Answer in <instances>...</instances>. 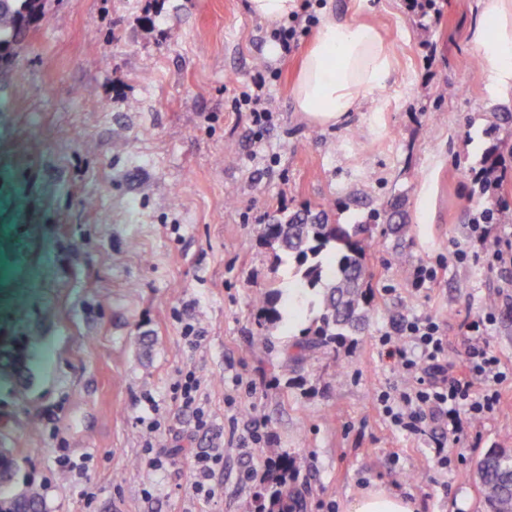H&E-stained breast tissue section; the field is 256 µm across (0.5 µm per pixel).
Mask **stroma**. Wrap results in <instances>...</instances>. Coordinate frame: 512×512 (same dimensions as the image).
Returning <instances> with one entry per match:
<instances>
[{
  "label": "stroma",
  "instance_id": "stroma-1",
  "mask_svg": "<svg viewBox=\"0 0 512 512\" xmlns=\"http://www.w3.org/2000/svg\"><path fill=\"white\" fill-rule=\"evenodd\" d=\"M306 2L320 21L372 22L396 60L372 102L337 127L294 107L313 32L283 52L275 23L252 17L247 0H48L0 74V337L22 352L16 374L0 364V448L19 464L11 493H38L46 512H246L267 459L285 452L303 512L332 501L345 512L372 486L410 497L416 512H484L475 462L512 448V379L478 447L450 444L443 470L377 408V390L405 385L377 339L430 313L453 360L464 320L494 309L487 340L512 368L501 297L512 268L455 256L474 216L512 205V91L494 87L474 41L479 0L425 12L408 0ZM258 75L272 111L261 130L238 100ZM494 147L506 178L484 194L474 178ZM396 195L404 237L370 226L365 331L288 364L317 311L305 294L295 316L262 332L256 292L294 285L264 224L320 206L361 224ZM437 262L439 282L412 288L413 268ZM188 325L200 346L185 342ZM189 372L203 428L174 400ZM153 415L155 431L144 423ZM212 448L224 458L209 498L192 460ZM152 451L175 453L174 464L154 469Z\"/></svg>",
  "mask_w": 512,
  "mask_h": 512
}]
</instances>
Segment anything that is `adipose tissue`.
<instances>
[{
  "mask_svg": "<svg viewBox=\"0 0 512 512\" xmlns=\"http://www.w3.org/2000/svg\"><path fill=\"white\" fill-rule=\"evenodd\" d=\"M492 35L477 41L494 84L512 83V0H480ZM394 61L376 25L353 16L326 19L305 51L293 87L297 112L308 123H343L386 85Z\"/></svg>",
  "mask_w": 512,
  "mask_h": 512,
  "instance_id": "obj_1",
  "label": "adipose tissue"
}]
</instances>
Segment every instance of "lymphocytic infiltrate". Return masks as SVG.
<instances>
[{
    "label": "lymphocytic infiltrate",
    "instance_id": "1",
    "mask_svg": "<svg viewBox=\"0 0 512 512\" xmlns=\"http://www.w3.org/2000/svg\"><path fill=\"white\" fill-rule=\"evenodd\" d=\"M465 252L490 270L512 265V232L502 224L474 221ZM495 319V313L488 311L471 323L474 335L464 357L456 362L449 360L448 340L437 317L429 313L396 321L380 338L405 385L392 393L379 392L376 403L395 431L427 438L439 466L449 463V441L468 439L473 421L494 413L500 404L499 386L508 373L486 337L478 333Z\"/></svg>",
    "mask_w": 512,
    "mask_h": 512
}]
</instances>
